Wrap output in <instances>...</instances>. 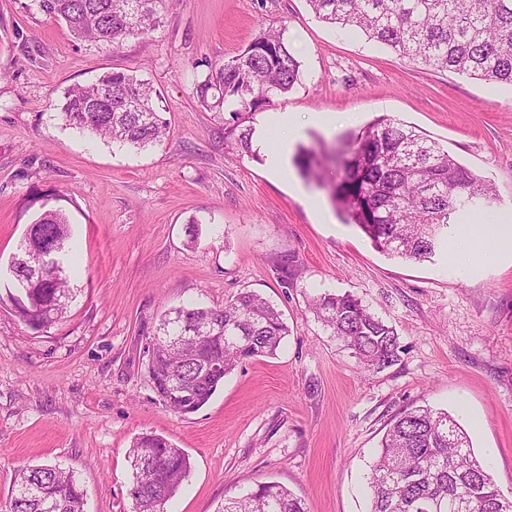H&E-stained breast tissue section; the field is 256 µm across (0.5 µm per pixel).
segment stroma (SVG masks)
<instances>
[{
  "label": "stroma",
  "instance_id": "obj_1",
  "mask_svg": "<svg viewBox=\"0 0 512 512\" xmlns=\"http://www.w3.org/2000/svg\"><path fill=\"white\" fill-rule=\"evenodd\" d=\"M155 20L115 49L75 41L33 0H0V293L43 200L65 210L78 253L75 296L47 331L0 305V501L16 470L57 463L81 482L85 512H132L128 452L152 432L192 463L168 512H217L265 481L309 512H367L374 452L392 419L420 406L451 414L512 492V246L469 270L444 251L387 256L291 157L277 174L226 146L223 116L192 94L284 29L302 77L272 109L302 124L296 142L315 149L326 180L339 177L331 153L351 127L317 116L385 114L491 181L497 214L512 218V87L411 62L319 21L305 0H158ZM113 70L153 83L170 122L160 144L120 147L66 126L65 92ZM245 288L282 312L281 348L239 364L198 412L169 410L146 352L160 314ZM324 293L353 294L393 326L399 361L361 369L306 311Z\"/></svg>",
  "mask_w": 512,
  "mask_h": 512
}]
</instances>
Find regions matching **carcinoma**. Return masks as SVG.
<instances>
[{
	"label": "carcinoma",
	"mask_w": 512,
	"mask_h": 512,
	"mask_svg": "<svg viewBox=\"0 0 512 512\" xmlns=\"http://www.w3.org/2000/svg\"><path fill=\"white\" fill-rule=\"evenodd\" d=\"M46 16L66 24L78 41L119 45L145 34L154 0H36ZM320 21L354 30L427 67L512 86V0H306ZM301 62L284 31L256 37L241 53L195 84L201 106L222 108L224 141L254 156V116L301 81ZM221 91L217 98L212 91ZM147 81L106 72L66 92L65 123L121 146L144 148L165 137L168 122ZM301 175L326 187L347 223L358 225L380 252L422 262L447 247L451 227L468 219L475 202L491 205L490 181L449 152L388 115L349 136L338 182L316 174L313 151L294 159ZM63 209L42 204L10 265L29 283L0 296L31 330L54 325L69 301L62 252L70 239ZM308 311L338 337L362 369L389 367L400 358L394 330L350 293L312 298ZM288 326L282 313L245 290L224 305L165 310L150 340L154 391L170 410L188 414L206 405L238 364L276 354ZM128 458L127 495L134 512H167L166 504L189 475V455L167 438L136 437ZM370 512H512L486 464L446 412L416 407L400 413L381 440L366 480ZM84 493L74 474L55 464L18 470L8 512H83ZM219 512H307L305 503L275 482L224 498Z\"/></svg>",
	"instance_id": "carcinoma-1"
}]
</instances>
